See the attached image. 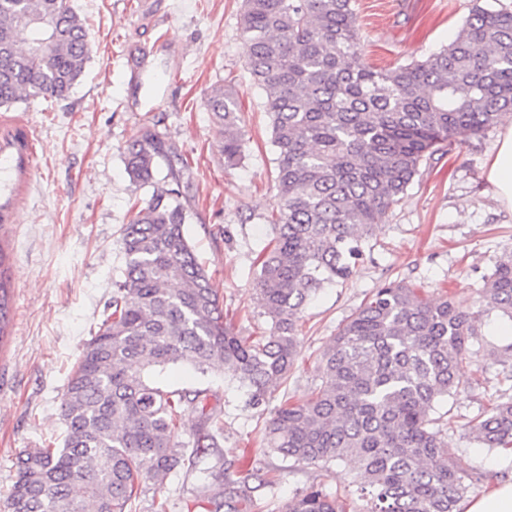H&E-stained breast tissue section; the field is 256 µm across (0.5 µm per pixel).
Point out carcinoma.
I'll use <instances>...</instances> for the list:
<instances>
[{"mask_svg":"<svg viewBox=\"0 0 512 512\" xmlns=\"http://www.w3.org/2000/svg\"><path fill=\"white\" fill-rule=\"evenodd\" d=\"M248 67L271 117L277 158L273 246L256 278L269 335L237 336L217 289L185 235L179 170L155 181L173 151L145 129L127 143L133 181L153 187L121 228L125 268L95 336L84 343L62 401V445L24 449L3 512H131L142 483L163 484L200 463L222 436L207 390H168L156 374L184 363L221 370L267 402L298 355L306 302L355 272L383 223L437 145L464 143L512 111V12L475 6L448 46L392 69L362 56L353 0H243ZM90 50L66 0H0V106L23 97L67 96ZM206 106L221 126L224 162L243 157L238 101L222 85ZM0 269V341L10 326V289ZM480 300L428 301L398 281L374 289L320 358L319 387L284 401L264 445L298 464L348 459L367 512H458L482 474L445 441L435 405L456 386L468 341L493 314L512 321V256L483 276ZM200 408L190 455L178 441L181 415ZM489 449H512V395L462 425ZM224 486L226 512H253L255 492L275 477ZM285 512H347L339 496L311 487Z\"/></svg>","mask_w":512,"mask_h":512,"instance_id":"carcinoma-1","label":"carcinoma"}]
</instances>
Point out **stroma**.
I'll return each mask as SVG.
<instances>
[{"label":"stroma","instance_id":"1","mask_svg":"<svg viewBox=\"0 0 512 512\" xmlns=\"http://www.w3.org/2000/svg\"><path fill=\"white\" fill-rule=\"evenodd\" d=\"M512 10V0H356L365 61L393 68L448 45L474 4ZM86 22L90 59L63 98L30 97L0 106V116L29 124L37 140L34 175L13 223L0 226L12 249L13 323L0 343V502L13 484L12 461L24 448L62 441L64 388L84 343L97 331L124 267L120 229L145 206L151 187L126 172L124 148L140 130L160 133L188 165L180 172L190 214L185 234L240 336L268 335L271 320L255 288V259L273 237L277 163L263 93L247 69L242 0H69ZM231 86L245 142L229 167L221 135L205 107L207 92ZM499 128L435 152L364 246L355 274L321 289L298 323L299 358L268 402L252 408L222 372L200 378L177 364L162 374L172 388H204L219 410L223 436L207 472L180 469L163 485L146 482L132 512H215L229 481L277 477L258 491L262 512H284L310 487L343 496L355 512L366 500L343 461L297 464L265 452L262 432L281 401H305L321 382L319 359L370 292L403 281L427 299L476 301L482 278L512 255V211L494 198L486 171ZM472 343L457 388L436 414L454 422L448 446L491 479L512 480V453L488 450L463 425L512 388V322L493 316Z\"/></svg>","mask_w":512,"mask_h":512}]
</instances>
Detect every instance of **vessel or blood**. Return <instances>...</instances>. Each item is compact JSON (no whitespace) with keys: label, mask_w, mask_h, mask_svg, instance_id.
Returning <instances> with one entry per match:
<instances>
[{"label":"vessel or blood","mask_w":512,"mask_h":512,"mask_svg":"<svg viewBox=\"0 0 512 512\" xmlns=\"http://www.w3.org/2000/svg\"><path fill=\"white\" fill-rule=\"evenodd\" d=\"M36 138L30 127L12 119L0 120V173L8 184L0 190V223H12L22 204L35 167Z\"/></svg>","instance_id":"b4317fda"}]
</instances>
